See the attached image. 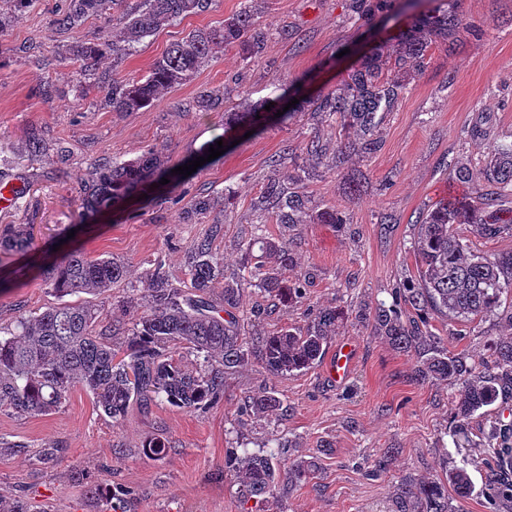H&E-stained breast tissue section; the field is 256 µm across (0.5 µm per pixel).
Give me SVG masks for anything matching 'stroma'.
I'll use <instances>...</instances> for the list:
<instances>
[{"label":"stroma","instance_id":"stroma-1","mask_svg":"<svg viewBox=\"0 0 512 512\" xmlns=\"http://www.w3.org/2000/svg\"><path fill=\"white\" fill-rule=\"evenodd\" d=\"M62 0H32L17 13L11 0H0V171L21 184L15 203L0 209V225L29 224L33 246L24 256V278L0 262V328H13L17 318L44 310L56 297L39 275L58 254L79 250L110 256L124 263L125 281L97 299L102 324L131 326L140 309L132 305L145 274L162 261L175 285L185 286V259L192 242L209 233L213 217L197 216L182 224L168 204L167 188H154L93 221H82L76 177L92 170L100 158L121 163L154 151L170 168L199 157L201 148L225 133V115L275 99L286 82L299 84L301 98L335 88L370 47H386L399 23L431 8V0H412L400 21L362 25L352 18V0H258L259 21L268 32L256 59L238 48L218 50L190 82L167 90L145 112L112 111L99 89H90L82 106L70 92L76 65L66 49L77 38L106 33V19L87 21L80 34L55 31L53 12ZM243 0H215L208 12L164 24L143 40L116 70L119 79L145 74L171 43L190 30L221 26L239 11ZM470 28L461 32L455 49L432 47L424 68L410 81L394 111L377 127L380 150L353 156L343 169L331 170L298 157L297 166L311 170L306 183L312 204L335 207L343 222L277 223L274 213H258L251 202L270 175L269 158L298 149L319 136L335 154L338 130L306 110L288 121L268 115L256 133L239 127L223 156L198 167L182 185L183 202L207 189L226 205L224 229L214 246L224 256V276H236L242 241L254 236L289 242L298 272L308 275L306 296L290 306H267L261 293L245 290L237 313L249 333H268L283 326L300 327L309 309L336 306L354 311L359 305L389 301L414 268L412 245L416 214L449 189V162H479L497 142L512 141V0H460ZM289 39H282V32ZM26 45L25 56L12 49ZM52 84V98L40 96ZM223 95L224 106L198 112L200 92ZM486 137L473 139L474 124ZM41 129L50 149L41 161L25 152L29 128ZM66 149L67 177L57 174V149ZM363 173L366 192L352 195L348 174ZM394 223L383 228L380 219ZM429 330L443 337L449 351L478 358L492 323L465 327L455 338L448 323L432 317ZM355 348V364L343 384L329 382L325 363L287 376H274L259 363L225 376L223 399L204 411L188 412L154 402L132 405L126 417L113 421L99 411L91 395L74 387L55 411L19 417L0 408V438L24 442L25 452L0 458V494L21 495L36 512H98L73 472L128 492L124 512H391L402 479L435 477L451 465L466 466L474 490L464 512H490L483 494L489 474L485 460L450 433L448 399L455 388L446 383H418L411 375L413 356L393 350L372 337L369 328L348 320L330 336L326 354L343 344ZM276 392L285 408L269 422L241 413L253 395ZM163 437L173 444L162 459L146 455L147 440ZM289 444L291 456H319L321 471L285 490L278 498L243 500L229 455L248 450L273 451ZM59 445L58 461L38 462L39 449Z\"/></svg>","mask_w":512,"mask_h":512}]
</instances>
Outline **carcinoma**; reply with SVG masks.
Returning a JSON list of instances; mask_svg holds the SVG:
<instances>
[{"label": "carcinoma", "mask_w": 512, "mask_h": 512, "mask_svg": "<svg viewBox=\"0 0 512 512\" xmlns=\"http://www.w3.org/2000/svg\"><path fill=\"white\" fill-rule=\"evenodd\" d=\"M214 0H65L55 14L53 27L78 32L92 16H106L112 38L77 41L68 53L78 66L81 79L75 84V101L85 99L95 79L106 90L114 112H145L160 95L189 81L210 60L216 49L236 46L247 57H258L267 33L253 9L255 0L224 20L219 28L198 29L171 44L155 60L147 74L129 80L105 83L103 65L117 66L146 37L165 23L211 8ZM358 18L369 21L379 13L401 10L396 0H352ZM468 29L464 15L454 5L441 3L421 13L399 33L386 53H372L336 88L321 92L309 102L310 111L338 123L342 139L336 145L335 166L349 154L373 155L381 148L374 131L382 113L391 112L403 98L410 79L425 64L432 45L455 46ZM222 96L201 93L195 102L200 112L219 107ZM28 157L43 158L48 151L38 128H30L25 141ZM308 159L318 164L326 148L314 136L303 146ZM292 151L269 159L272 175L253 207L271 211L277 223L341 224L336 209L312 210L306 192L305 173L281 176ZM479 174L485 190L473 197L454 191L439 198L416 216L417 239L413 246L416 272L410 280L391 291L392 303L379 302L372 309L360 307L355 320L371 326L372 335L393 349L415 357V377L425 382H446L457 386L449 404L453 437L464 439L493 460L486 482L488 501L512 508V422L496 419L485 424L473 439L469 429L482 409L493 405L502 394L512 391V252L484 255L465 242L463 230L475 226L486 237L512 232V142H501L483 159ZM452 182L465 187L474 178L470 163L450 169ZM166 178L170 190L181 185L183 176L167 171L162 160L148 151L136 159L116 164L103 161L78 180L83 216L92 217L113 208L138 188ZM211 194L195 196L182 209L181 220L190 224L198 215L216 209ZM223 221L196 239L188 250L189 286L178 288L170 282L162 263L154 264L141 295V314L127 329L122 345L114 347L112 326L99 327L98 305L89 301L61 302L17 321L16 331L0 337V408L19 416L48 414L66 400L71 388L80 385L95 399L103 413L116 421L130 406H148L156 399L187 411L208 409L224 397V374L256 360L272 374L286 376L312 368L319 362L328 336L349 315L338 307L312 311L304 328L282 327L262 338L245 336L236 315L241 295L256 288L265 296L287 306L305 295V280L288 276L295 266L287 243L253 238L241 246L242 274L224 280V257L214 241ZM33 225L5 224L0 227V255L18 256L33 244ZM44 282L60 298L85 294L99 296L126 277L124 265L110 257H89L69 253L42 271ZM224 282L219 297L214 285ZM415 314L403 318V311ZM439 314L450 321L474 323L491 321L508 333L488 339L487 356L474 360L466 354L451 353L441 338L427 328L430 316ZM178 349L203 356L205 366L190 370L174 357ZM283 407L273 392H263L248 401L249 411L267 417ZM172 443L152 438L144 452L156 459L165 457ZM281 459L272 453L234 455L226 468L234 473L244 499L264 500L277 496ZM320 470L316 456L288 460V482L299 483ZM87 495L94 502L111 496L123 502L122 489L105 494L103 487L86 482ZM453 489L455 500L448 498ZM472 493L466 466H454L440 478L407 477L397 486L393 512H460V503ZM0 512H32L22 496L0 495Z\"/></svg>", "instance_id": "carcinoma-1"}]
</instances>
